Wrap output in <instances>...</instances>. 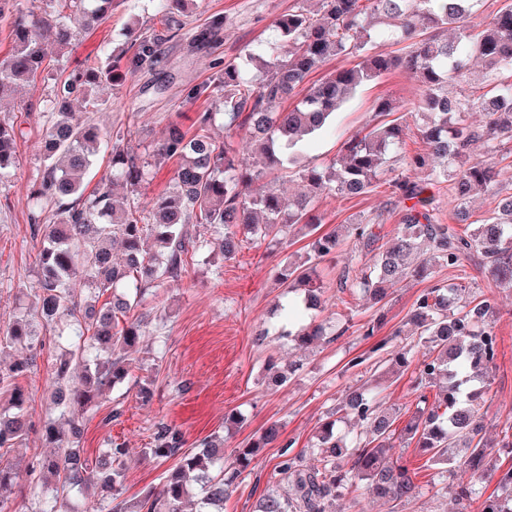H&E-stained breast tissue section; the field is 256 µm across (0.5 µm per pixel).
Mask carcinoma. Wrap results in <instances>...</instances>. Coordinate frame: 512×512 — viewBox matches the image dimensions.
I'll use <instances>...</instances> for the list:
<instances>
[{
  "instance_id": "carcinoma-1",
  "label": "carcinoma",
  "mask_w": 512,
  "mask_h": 512,
  "mask_svg": "<svg viewBox=\"0 0 512 512\" xmlns=\"http://www.w3.org/2000/svg\"><path fill=\"white\" fill-rule=\"evenodd\" d=\"M0 0V24L14 42L12 53L0 60V98L12 94L43 66L38 39L43 27L55 30L59 44L73 37L61 20L57 4L81 15L86 27L104 22L116 0H41L39 12L24 13ZM158 26L129 28L133 67L158 66L160 46L183 23L176 15L189 0H150ZM319 7L300 9L276 19L269 38L240 61L217 62L218 91L214 109L201 112L187 129L168 127L154 151V162L124 145L125 134L107 131L84 112H70L71 97L95 104V87L112 81L117 60L107 57L86 69L58 78L54 95L45 100L40 149L42 168L29 193L31 223L40 236L36 287L31 305L37 319L17 318L0 333V385L10 392L9 407L0 409V512H16L14 489L19 465L8 457L29 429L25 391L19 385L37 358L41 332H53L62 352L50 364L58 416L44 424V437L58 449L49 459L24 466L36 512H224V499L260 450L281 437L276 424L239 449L235 465L224 467V438L215 435L201 447L182 450L181 432L161 422L152 447L154 459L177 458L162 485L130 503L121 498L122 459L128 449L113 443L91 462L79 448L84 434L80 412L102 391L129 376L127 357L144 335L148 318L126 319L142 305L150 290L187 271L189 259L211 245L215 255L230 260L249 241L277 244L298 226L309 237L306 256L280 269L288 292L304 289V308L315 310L326 294L320 263L336 253L337 230L321 229L316 214L320 200L330 194L364 195L388 188L390 201L402 205L395 236L384 240L382 215L345 224L360 251L373 254V263L343 272L338 292L352 291L380 302L385 285L408 278L425 280L434 267L458 268L466 258H480L499 288H512V192L500 185L499 164L512 158V4L505 3L486 24L473 18L481 0H318ZM405 44L392 55L379 42ZM349 56L354 64L336 69L307 87L293 107L281 104L298 94L308 75L331 57ZM478 59L484 69V91L448 97V84ZM391 70L416 78L420 93L414 102L417 131L428 147L424 155L404 151L409 127L387 116L400 104L383 97L375 106L381 117L365 134L343 145L340 159L314 166L308 160L313 140L334 123L336 111L365 81ZM473 112L485 116L468 121ZM222 116L225 137L243 131L253 143L257 160L240 163L230 144L211 134ZM22 131L0 122V184L17 171V139ZM478 144L483 156L471 157ZM110 149L112 171L102 175L92 191L85 178L95 176L100 149ZM396 158L412 178L392 172ZM169 160L177 169L166 192L148 204L140 189L153 178V167ZM273 169L291 170L308 187L290 194L282 184L255 193L254 181ZM129 189L124 201L112 198V185ZM449 183L455 202L453 220L474 226L458 231L442 221L432 189ZM479 193L497 199L487 216L474 220L468 208ZM210 231L213 239L201 235ZM83 281L87 294L79 300L70 283ZM471 282L434 284L417 298L412 321L416 341L391 353L395 364L414 366L417 410L396 431V416L382 408L378 393L364 386L349 392L336 412L353 416L362 435L352 437L325 423L318 435L319 464H304L292 442L281 445L277 474L280 485L267 486L256 512H333L336 498L364 482L374 495L397 501L420 491L415 473L389 455L395 436L413 441L428 455L426 464L445 468L461 448L462 465L473 473L488 470V448L512 450V426L492 445L483 433L479 414L481 390L473 387L497 356L494 323L497 312L486 300H466ZM300 308L288 305L279 335L299 348L342 336L343 324L297 322ZM435 387L438 398L428 399ZM480 512H512V466L501 471L497 491L480 504Z\"/></svg>"
}]
</instances>
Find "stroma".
Instances as JSON below:
<instances>
[{"mask_svg":"<svg viewBox=\"0 0 512 512\" xmlns=\"http://www.w3.org/2000/svg\"><path fill=\"white\" fill-rule=\"evenodd\" d=\"M315 9V0H192L183 14V29L164 46V63L157 70H135L133 51L125 36L129 22L148 28L157 20L152 8L126 10L115 6L111 17L79 41L60 48L52 30L43 33L46 69L12 96L0 99V121L17 123L24 130L18 142L19 170L12 183L0 187V330L23 314L26 294L36 281L38 241L32 234L27 195L40 165V110L52 94L56 67L80 68L84 60L101 51L114 52L120 63L112 83L100 86L96 95L101 107L93 119L99 126L131 131L132 144L143 159L169 124L190 126L196 114L211 104L209 98H193V91L213 85L215 60H234L250 52L267 34L279 16L297 8ZM221 27L215 40L192 43L190 35L212 21ZM419 93L411 75L395 70L363 83L340 109L333 131L323 135L309 155L315 163L336 159L351 136L366 132L380 98L390 96L402 105L400 115L410 120L409 108ZM319 211L325 228L383 214V233L393 234L399 221L397 208L388 205L384 188L358 196L324 198ZM305 238H289L287 246L269 251L262 244H248L230 261L205 263L194 257L178 280L164 282L147 299L151 324L140 350L129 360L130 382L104 391L84 414L81 446L96 458L108 441L124 444V499L143 496L155 489L170 468V461L145 456L158 422L165 421L182 433L185 448H194L205 438H224V462L232 464L236 452L268 425L282 427V440L292 441L303 453L305 464H313L315 435L330 413L341 406L349 390L364 384L379 385L385 405L396 412V427H403L415 412L417 394L413 374L388 362L367 360L360 366L351 361L371 346L362 336L363 324L378 321V338H389L398 348L413 339L408 318L425 282L408 279L391 286L386 299L372 304L362 297L344 304L328 300L320 311L306 312L309 320L343 317L349 329L336 340L309 350L295 349L278 339L271 327L270 312L282 299L277 281L279 264L288 255H303ZM463 271L474 279L472 294L490 301L498 310L494 330L498 355L484 384V416L488 437L500 435L512 424V291L496 287L476 259L464 260ZM44 347L37 364L22 380L31 414V428L22 445L11 449L10 459L27 462L50 454L43 437V424L56 411L51 402L53 383L47 363L59 353L51 333L42 336ZM299 363L288 382L275 390L263 382L268 360ZM148 383L152 398L142 401L135 381ZM121 417L111 419L113 409ZM237 413L239 424L225 426L224 416ZM392 453L416 469L421 492L415 497L384 503L372 497L366 486L336 500V512H461L457 496L460 486L474 484L483 494L497 486L501 469L512 466V457L495 452L492 468L474 476L461 467L436 476L425 458L410 442H397ZM279 460L277 444L263 448L251 467L239 478L224 501V512H253L268 482L275 479Z\"/></svg>","mask_w":512,"mask_h":512,"instance_id":"stroma-1","label":"stroma"}]
</instances>
